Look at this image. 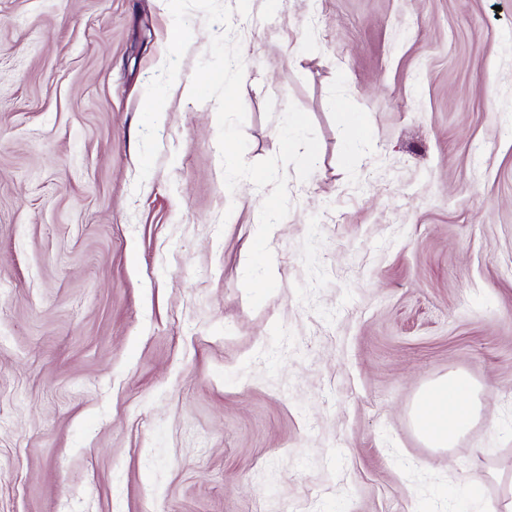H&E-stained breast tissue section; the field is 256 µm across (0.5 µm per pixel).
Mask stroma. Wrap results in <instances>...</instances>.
Here are the masks:
<instances>
[{
	"label": "stroma",
	"instance_id": "stroma-1",
	"mask_svg": "<svg viewBox=\"0 0 512 512\" xmlns=\"http://www.w3.org/2000/svg\"><path fill=\"white\" fill-rule=\"evenodd\" d=\"M190 44L139 176L167 0H0V512H500L512 486V0H250L245 159L287 104L277 288L265 190L227 191ZM367 125L346 135L340 115ZM464 375L477 418L416 434ZM497 428H490V421ZM469 382L450 373L423 389L412 405L417 432L433 448H447L472 423L478 412Z\"/></svg>",
	"mask_w": 512,
	"mask_h": 512
}]
</instances>
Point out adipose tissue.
<instances>
[{
    "mask_svg": "<svg viewBox=\"0 0 512 512\" xmlns=\"http://www.w3.org/2000/svg\"><path fill=\"white\" fill-rule=\"evenodd\" d=\"M477 412L469 382L451 373L418 393L411 414L422 438L431 447L444 448L471 425Z\"/></svg>",
    "mask_w": 512,
    "mask_h": 512,
    "instance_id": "1",
    "label": "adipose tissue"
}]
</instances>
